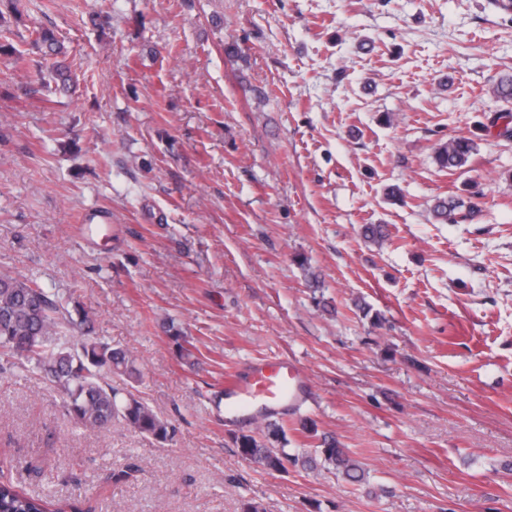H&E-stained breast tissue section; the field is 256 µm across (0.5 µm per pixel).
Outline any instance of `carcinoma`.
I'll list each match as a JSON object with an SVG mask.
<instances>
[{
	"mask_svg": "<svg viewBox=\"0 0 512 512\" xmlns=\"http://www.w3.org/2000/svg\"><path fill=\"white\" fill-rule=\"evenodd\" d=\"M27 42L39 51L55 53L60 49L54 31L41 24L28 30ZM476 147L470 137H452L436 148L434 162L442 171L460 169L467 165ZM433 214L442 223L457 222L473 217L474 209L462 198H439ZM362 234L378 246L389 239L383 224H366ZM93 331L94 323L75 291L61 297L32 278L0 271V373L29 365L63 395L66 414L83 427L103 429L119 421L160 445L168 444L175 427L133 392H123L109 382L113 375L130 383L139 382L141 370L136 356L93 335ZM232 441L241 457L270 473L284 472L290 465L306 469L313 464L311 458L288 452L285 430L275 423L267 424L257 436L241 433ZM318 452L323 465L345 480L359 483L364 479L361 465L336 440L321 437ZM0 512L65 509L25 493L12 482L0 481Z\"/></svg>",
	"mask_w": 512,
	"mask_h": 512,
	"instance_id": "cac0c4a2",
	"label": "carcinoma"
}]
</instances>
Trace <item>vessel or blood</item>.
Instances as JSON below:
<instances>
[{
  "mask_svg": "<svg viewBox=\"0 0 512 512\" xmlns=\"http://www.w3.org/2000/svg\"><path fill=\"white\" fill-rule=\"evenodd\" d=\"M305 370L285 357L263 359L224 382L228 414L246 415L262 409L275 414L292 410L307 393Z\"/></svg>",
  "mask_w": 512,
  "mask_h": 512,
  "instance_id": "1",
  "label": "vessel or blood"
}]
</instances>
